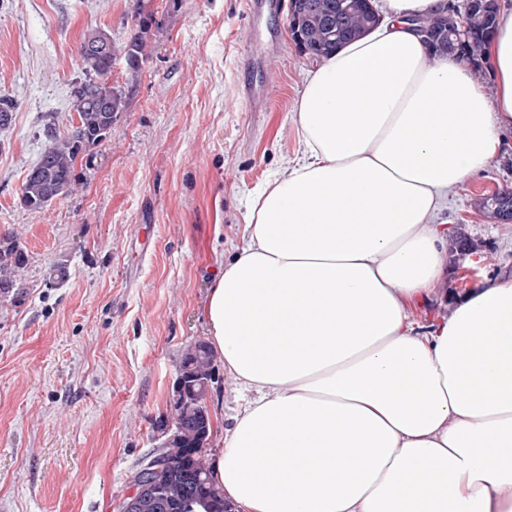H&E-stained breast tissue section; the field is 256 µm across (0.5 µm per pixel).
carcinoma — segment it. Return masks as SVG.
I'll return each mask as SVG.
<instances>
[{"label":"carcinoma","instance_id":"obj_1","mask_svg":"<svg viewBox=\"0 0 512 512\" xmlns=\"http://www.w3.org/2000/svg\"><path fill=\"white\" fill-rule=\"evenodd\" d=\"M499 10L498 0H472L469 11L461 13L468 40L447 50L478 75L482 73L481 52L494 31ZM150 21L149 17L142 18L139 32L121 51L113 47L111 35L102 28L84 36L80 65L86 79L71 92L77 125L64 137L51 126L45 129L48 147L29 169L21 187V202L26 207L40 210L67 195L78 156L109 136L114 114L126 109L128 99L121 88L108 82V76L121 59L129 80L139 77L151 52L146 40ZM373 21L367 0H295L290 13V26L301 35L298 50L316 58L326 57L340 44L363 35ZM480 207L492 219L512 221V191L497 190L482 198ZM26 260L19 246L0 243L1 291L15 287V273ZM214 375L215 355L210 346L204 341L189 345L177 378L172 438L132 473V485L146 483L150 488L131 507L129 500H124L122 512H227L224 491L213 478L205 455L211 433L206 397Z\"/></svg>","mask_w":512,"mask_h":512}]
</instances>
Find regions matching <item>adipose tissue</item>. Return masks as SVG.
Listing matches in <instances>:
<instances>
[{
    "mask_svg": "<svg viewBox=\"0 0 512 512\" xmlns=\"http://www.w3.org/2000/svg\"><path fill=\"white\" fill-rule=\"evenodd\" d=\"M381 0L378 25L310 69L301 153L250 200L203 307L246 390L213 476L232 512H512V276L422 325L452 242L434 219L512 130V10L479 86Z\"/></svg>",
    "mask_w": 512,
    "mask_h": 512,
    "instance_id": "adipose-tissue-1",
    "label": "adipose tissue"
}]
</instances>
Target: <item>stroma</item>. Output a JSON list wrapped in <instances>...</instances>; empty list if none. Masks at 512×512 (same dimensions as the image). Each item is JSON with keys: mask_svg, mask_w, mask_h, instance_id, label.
Masks as SVG:
<instances>
[{"mask_svg": "<svg viewBox=\"0 0 512 512\" xmlns=\"http://www.w3.org/2000/svg\"><path fill=\"white\" fill-rule=\"evenodd\" d=\"M244 2L0 0V93L17 102L0 130V239L27 255L0 294V512H120L137 465L170 435L182 354L208 338L201 309L243 244L248 196L300 152L291 114L314 59L293 40L290 0L252 16ZM143 12L152 52L137 82L119 64L110 76L127 109L79 155L71 193L24 207L45 126L69 127L84 33L123 47ZM251 82L263 111L243 102ZM506 187L511 132L436 218L477 247L452 262L448 291L512 273V223L479 207ZM234 389L216 364L207 456Z\"/></svg>", "mask_w": 512, "mask_h": 512, "instance_id": "1", "label": "stroma"}]
</instances>
